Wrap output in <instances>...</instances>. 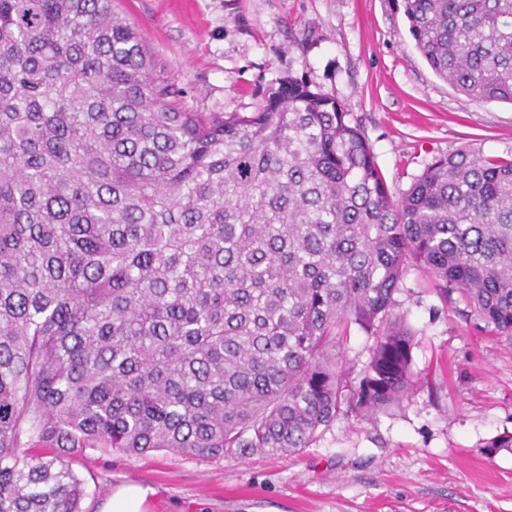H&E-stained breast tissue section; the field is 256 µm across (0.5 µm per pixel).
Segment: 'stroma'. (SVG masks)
I'll list each match as a JSON object with an SVG mask.
<instances>
[{
    "label": "stroma",
    "mask_w": 512,
    "mask_h": 512,
    "mask_svg": "<svg viewBox=\"0 0 512 512\" xmlns=\"http://www.w3.org/2000/svg\"><path fill=\"white\" fill-rule=\"evenodd\" d=\"M195 112H250L275 78L316 85L364 129L394 194L435 157L512 158V105L467 100L415 46L401 0H114ZM395 311L415 334L407 398L339 417L293 456L91 452L72 459L83 512L117 486L150 512H512V347L409 268Z\"/></svg>",
    "instance_id": "obj_1"
}]
</instances>
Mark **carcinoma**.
Listing matches in <instances>:
<instances>
[{
	"instance_id": "obj_1",
	"label": "carcinoma",
	"mask_w": 512,
	"mask_h": 512,
	"mask_svg": "<svg viewBox=\"0 0 512 512\" xmlns=\"http://www.w3.org/2000/svg\"><path fill=\"white\" fill-rule=\"evenodd\" d=\"M402 6L436 75L512 104V0ZM413 264L512 346V159L459 150L397 197L311 83L191 112L112 0H0V512H83L89 450L298 454L400 403ZM372 341H367L365 336L359 333H353L346 347L347 360L349 366V379L357 382L360 378L365 365L369 361V347Z\"/></svg>"
}]
</instances>
